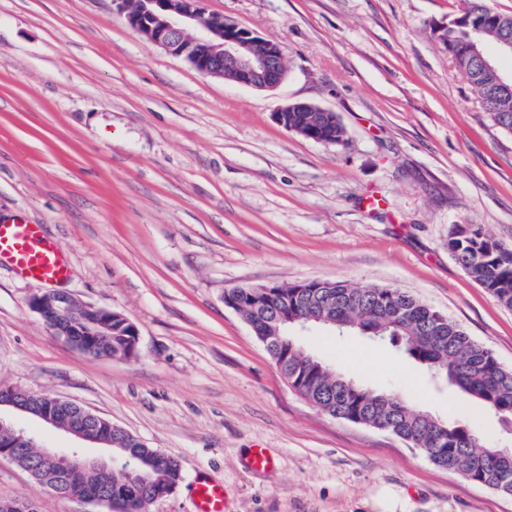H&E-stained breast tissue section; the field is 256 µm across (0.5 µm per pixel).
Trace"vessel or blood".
<instances>
[{
	"mask_svg": "<svg viewBox=\"0 0 512 512\" xmlns=\"http://www.w3.org/2000/svg\"><path fill=\"white\" fill-rule=\"evenodd\" d=\"M19 277L44 284L65 281L70 262L42 225L27 221L0 224V266ZM193 512H224V486L207 477L196 480L191 491Z\"/></svg>",
	"mask_w": 512,
	"mask_h": 512,
	"instance_id": "1",
	"label": "vessel or blood"
}]
</instances>
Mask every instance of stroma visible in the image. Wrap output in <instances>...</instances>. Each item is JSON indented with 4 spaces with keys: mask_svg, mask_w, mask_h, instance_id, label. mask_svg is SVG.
Instances as JSON below:
<instances>
[{
    "mask_svg": "<svg viewBox=\"0 0 512 512\" xmlns=\"http://www.w3.org/2000/svg\"><path fill=\"white\" fill-rule=\"evenodd\" d=\"M464 0H207L284 49L258 90L144 40L112 0H0V221L43 225L69 254L59 293L126 315L134 357L83 354L30 307L47 285L0 267V387L79 405L177 457L149 512H192L204 474L224 512H512V496L440 469L401 439L294 391L226 290L345 280L443 312L512 368V310L449 254L476 224L512 244V134L494 125L434 28ZM336 112L339 145L276 108ZM303 349L373 389L505 444L497 419L391 344L326 328ZM261 446L275 458L255 472ZM101 512L37 489L0 458V500Z\"/></svg>",
    "mask_w": 512,
    "mask_h": 512,
    "instance_id": "obj_1",
    "label": "stroma"
}]
</instances>
